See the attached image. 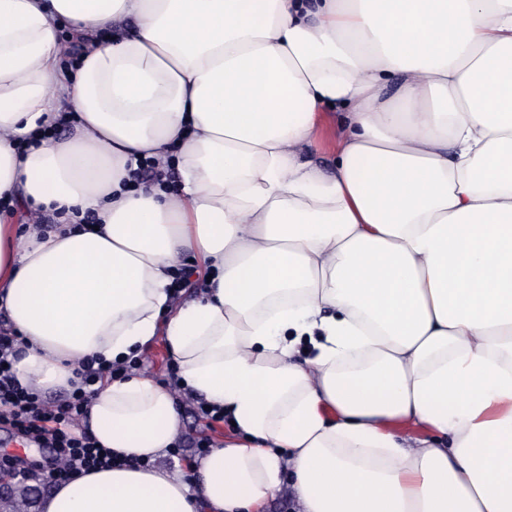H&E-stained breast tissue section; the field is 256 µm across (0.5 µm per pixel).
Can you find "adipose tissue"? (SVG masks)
Segmentation results:
<instances>
[{
    "mask_svg": "<svg viewBox=\"0 0 512 512\" xmlns=\"http://www.w3.org/2000/svg\"><path fill=\"white\" fill-rule=\"evenodd\" d=\"M0 311L22 383L160 336L236 423L195 490L172 393L105 384L90 431L148 467L39 512H258L287 471L304 512H512V0H0ZM337 136L338 125L336 116L326 114L319 135L318 149L313 150L310 157L321 170L327 173H331L334 170Z\"/></svg>",
    "mask_w": 512,
    "mask_h": 512,
    "instance_id": "ef3b65f1",
    "label": "adipose tissue"
}]
</instances>
